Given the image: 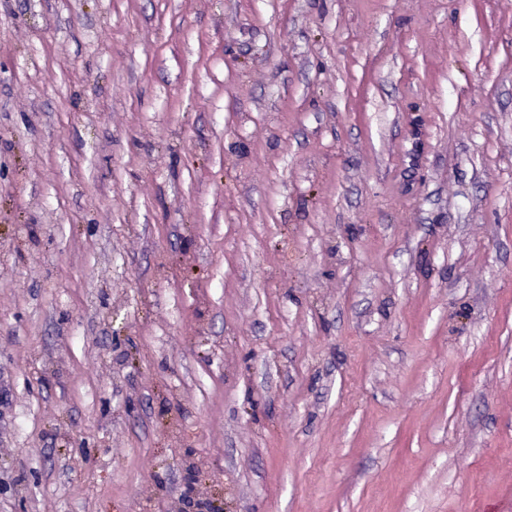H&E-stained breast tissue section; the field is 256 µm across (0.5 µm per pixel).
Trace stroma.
Wrapping results in <instances>:
<instances>
[{"label": "stroma", "mask_w": 512, "mask_h": 512, "mask_svg": "<svg viewBox=\"0 0 512 512\" xmlns=\"http://www.w3.org/2000/svg\"><path fill=\"white\" fill-rule=\"evenodd\" d=\"M0 512H512V0H0Z\"/></svg>", "instance_id": "obj_1"}]
</instances>
